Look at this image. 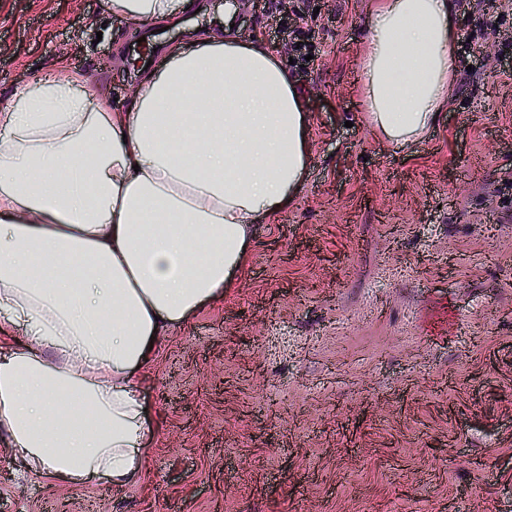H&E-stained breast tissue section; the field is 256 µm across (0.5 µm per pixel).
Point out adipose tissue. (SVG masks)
<instances>
[{"instance_id": "1", "label": "adipose tissue", "mask_w": 512, "mask_h": 512, "mask_svg": "<svg viewBox=\"0 0 512 512\" xmlns=\"http://www.w3.org/2000/svg\"><path fill=\"white\" fill-rule=\"evenodd\" d=\"M165 22L192 0H109ZM453 0H378L360 59L373 130L402 148L454 87ZM310 114L277 50L208 33L113 107L54 70L0 106V444L35 474L137 477L153 343L223 298L252 229L302 189Z\"/></svg>"}]
</instances>
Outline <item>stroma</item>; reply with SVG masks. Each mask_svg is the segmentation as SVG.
<instances>
[{"mask_svg": "<svg viewBox=\"0 0 512 512\" xmlns=\"http://www.w3.org/2000/svg\"><path fill=\"white\" fill-rule=\"evenodd\" d=\"M168 30L108 0H0V104L81 72L128 106L146 64L195 31L262 39L311 114L306 183L256 225L223 299L142 375L141 477L73 482L0 445V512H512V80L460 8L437 128L394 149L362 121L370 0H197Z\"/></svg>", "mask_w": 512, "mask_h": 512, "instance_id": "35a3bbf8", "label": "stroma"}]
</instances>
